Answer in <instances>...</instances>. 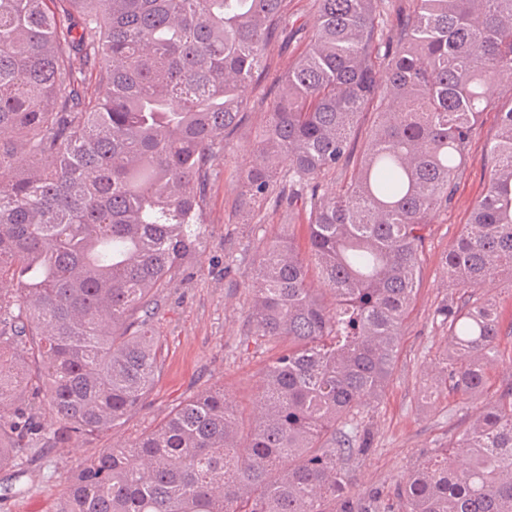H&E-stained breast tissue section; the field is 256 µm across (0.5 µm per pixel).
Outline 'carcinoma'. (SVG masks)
I'll use <instances>...</instances> for the list:
<instances>
[{
	"mask_svg": "<svg viewBox=\"0 0 512 512\" xmlns=\"http://www.w3.org/2000/svg\"><path fill=\"white\" fill-rule=\"evenodd\" d=\"M308 50L276 77L242 169L244 203L292 206L256 247L247 333L279 339L249 417L215 389L78 466L62 512H377L339 456L387 386L487 112L485 193L444 256L434 312L449 352L427 398L479 404L453 448L415 466L401 512H512V382L482 402L502 317L476 291L512 278V0H315ZM288 0H0V467L142 409L161 371L157 296L204 247L206 188L288 37ZM377 107L362 150L355 131ZM288 160V172L280 171ZM357 167L338 190L329 172ZM321 275L325 298L309 288ZM45 394L51 423L40 412Z\"/></svg>",
	"mask_w": 512,
	"mask_h": 512,
	"instance_id": "1",
	"label": "carcinoma"
}]
</instances>
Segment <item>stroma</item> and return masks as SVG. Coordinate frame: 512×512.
<instances>
[{
    "instance_id": "1",
    "label": "stroma",
    "mask_w": 512,
    "mask_h": 512,
    "mask_svg": "<svg viewBox=\"0 0 512 512\" xmlns=\"http://www.w3.org/2000/svg\"><path fill=\"white\" fill-rule=\"evenodd\" d=\"M269 99V82L249 88L244 123L227 152L223 173L207 189L204 250L191 259L185 280L160 295L153 330L162 368L145 407L106 433L74 439L60 448L37 445L22 465L0 468V512H59L79 463L136 439L197 394L220 388L239 409L248 408L266 365L281 348L280 343L244 333L256 242L289 222L299 247L307 245L302 203L290 211L240 205L239 167L266 118ZM496 134V117L487 114L474 137L455 199L431 226L421 284L405 320L390 381L364 416L372 447L362 458L344 463L349 493L374 501L379 512H399L396 489L407 473L459 437L476 409L454 396L427 403L421 390L426 367L437 361L445 346L446 335L434 323L433 312L455 292L442 258L469 222L473 204L484 190V152Z\"/></svg>"
}]
</instances>
